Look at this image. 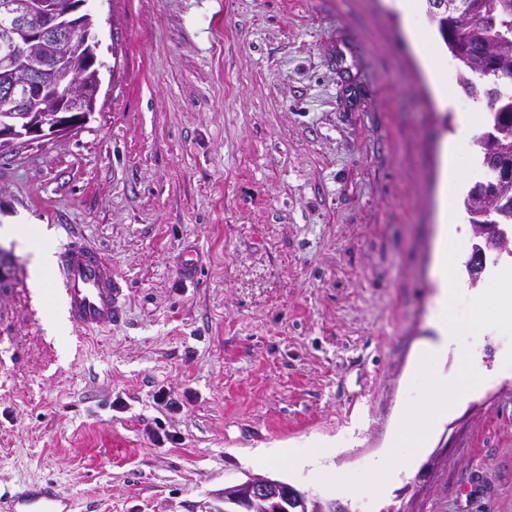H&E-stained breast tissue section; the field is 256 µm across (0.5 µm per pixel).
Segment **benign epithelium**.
<instances>
[{
    "label": "benign epithelium",
    "mask_w": 512,
    "mask_h": 512,
    "mask_svg": "<svg viewBox=\"0 0 512 512\" xmlns=\"http://www.w3.org/2000/svg\"><path fill=\"white\" fill-rule=\"evenodd\" d=\"M86 0H0V155L27 140L79 130L95 112L104 67L97 21ZM482 244L467 261L479 278L486 253L508 237L494 223L476 226ZM224 512H349L268 475H252L216 496Z\"/></svg>",
    "instance_id": "7a95c632"
}]
</instances>
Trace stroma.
Listing matches in <instances>:
<instances>
[{"instance_id":"obj_1","label":"stroma","mask_w":512,"mask_h":512,"mask_svg":"<svg viewBox=\"0 0 512 512\" xmlns=\"http://www.w3.org/2000/svg\"><path fill=\"white\" fill-rule=\"evenodd\" d=\"M90 7L96 110L0 158V226L103 249L124 320L50 328L56 271L33 288L26 251L0 239V484L53 480L73 512H209L269 472L351 512H512V372L493 333L469 340L487 381L383 499L247 461L334 443L346 478L387 451L434 335L441 150L474 100L440 106L389 0Z\"/></svg>"}]
</instances>
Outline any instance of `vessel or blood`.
<instances>
[{"mask_svg": "<svg viewBox=\"0 0 512 512\" xmlns=\"http://www.w3.org/2000/svg\"><path fill=\"white\" fill-rule=\"evenodd\" d=\"M58 272V302L73 328L91 332L121 322L125 284L100 248L69 239L61 247ZM0 512H72V504L45 480L0 493Z\"/></svg>", "mask_w": 512, "mask_h": 512, "instance_id": "b4317fda", "label": "vessel or blood"}]
</instances>
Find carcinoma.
Listing matches in <instances>:
<instances>
[{"label":"carcinoma","instance_id":"obj_1","mask_svg":"<svg viewBox=\"0 0 512 512\" xmlns=\"http://www.w3.org/2000/svg\"><path fill=\"white\" fill-rule=\"evenodd\" d=\"M425 2L430 22L463 67L459 86L483 103V127L496 130L493 140L477 138L483 176L474 186L495 184L500 150L512 145V0H447L441 9L435 0ZM463 205L468 222L481 223L487 202L469 190Z\"/></svg>","mask_w":512,"mask_h":512}]
</instances>
